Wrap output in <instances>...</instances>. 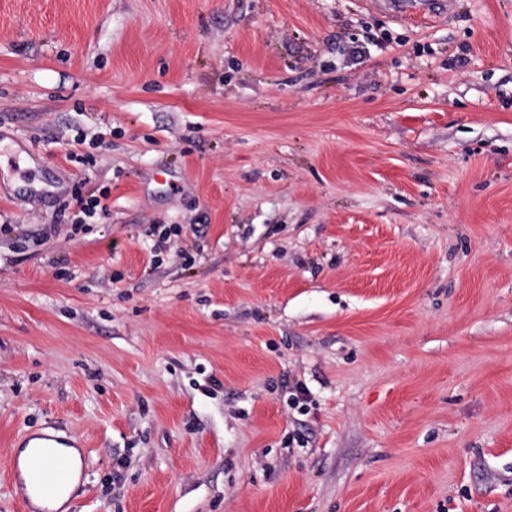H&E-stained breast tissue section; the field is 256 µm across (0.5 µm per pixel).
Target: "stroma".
Segmentation results:
<instances>
[{
	"instance_id": "stroma-1",
	"label": "stroma",
	"mask_w": 512,
	"mask_h": 512,
	"mask_svg": "<svg viewBox=\"0 0 512 512\" xmlns=\"http://www.w3.org/2000/svg\"><path fill=\"white\" fill-rule=\"evenodd\" d=\"M401 2L0 0V512H512V0ZM109 198V194L107 192H102L99 196L92 195L88 199L81 198L78 202L79 213L83 216H79L76 220L75 224H73V230L75 233L81 231L83 224H89L87 219L94 218L98 212L104 213L108 210V205L106 203H102V199L107 200ZM27 445H30L31 450L25 464L34 478L33 493L48 500L72 483L74 475L70 468L48 467L45 459L53 453V448H60L62 459L72 464L75 474L78 463L76 450L61 447H85L79 436L71 434L66 439H60L56 435L38 433L27 437Z\"/></svg>"
}]
</instances>
